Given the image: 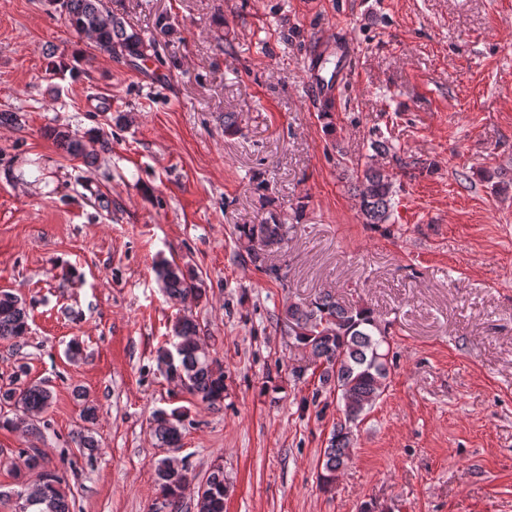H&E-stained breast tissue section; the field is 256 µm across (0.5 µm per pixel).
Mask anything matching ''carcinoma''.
Returning a JSON list of instances; mask_svg holds the SVG:
<instances>
[{"instance_id": "carcinoma-1", "label": "carcinoma", "mask_w": 512, "mask_h": 512, "mask_svg": "<svg viewBox=\"0 0 512 512\" xmlns=\"http://www.w3.org/2000/svg\"><path fill=\"white\" fill-rule=\"evenodd\" d=\"M60 14L74 32L90 40L109 57L144 60L152 44L140 33L130 31L126 23L107 10L102 0H57ZM45 134L74 158L93 161L97 150L108 149V138L98 130L83 136L69 127H50ZM356 196L365 224H388L394 211V182L391 174L367 163L356 176ZM287 225L273 219L263 224H243L239 239L244 243L250 263L270 278L285 277L282 268L268 262L266 248L284 241ZM157 278L168 298L177 303L198 301L205 295L204 282L190 266L163 261L157 265ZM26 300L11 291L0 290V340H13L29 330ZM284 330L295 343L309 350L318 363V379L324 387L336 391L343 405L344 423L336 428L322 455V479L330 484L351 458L352 425L370 410L386 388L391 359L388 332L373 310L346 305L326 293L308 304L288 307ZM173 341L155 351L156 365L165 367L166 376L201 402L214 407L224 401V370L200 347V326L191 314L177 318L171 327ZM25 367H19L15 387L0 388V407H9L14 417L0 420V427L36 428V422L50 407L53 391L44 381H25ZM154 434L159 445L177 448L181 441L183 413L157 410L153 414ZM157 484L170 512H180L185 490L192 481L189 468H172L161 458L155 465ZM61 478L46 471L39 483L17 493L18 512H70L60 490ZM203 493L197 494L196 512H224L226 488L223 468L209 474Z\"/></svg>"}]
</instances>
